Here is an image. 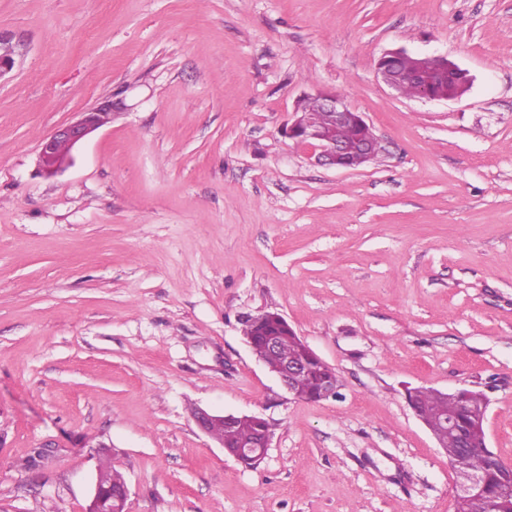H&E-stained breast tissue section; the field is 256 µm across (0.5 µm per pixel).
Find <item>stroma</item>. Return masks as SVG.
Segmentation results:
<instances>
[{"mask_svg":"<svg viewBox=\"0 0 512 512\" xmlns=\"http://www.w3.org/2000/svg\"><path fill=\"white\" fill-rule=\"evenodd\" d=\"M0 512H455L412 387L489 399L512 463V0H0ZM445 56L457 100L396 94L385 52ZM336 92L381 152L285 137ZM64 172L40 142L102 101ZM274 310L336 371L286 394L240 318ZM269 419L248 468L195 409ZM47 448L40 470L22 469ZM270 427V423L265 420L264 433L256 441L242 444L236 451H229L227 455L240 463L246 458H257L263 460L271 445L272 433ZM259 463L260 462H256L254 460L243 461V464L249 467H255ZM100 475L104 481L103 486L111 484L112 488H104L98 476L91 485V499L87 512H126V502L129 496V490L125 484L122 492L117 496H112V490L122 486L125 482L121 473L112 468L109 463L102 464L99 468ZM108 490V491H104Z\"/></svg>","mask_w":512,"mask_h":512,"instance_id":"obj_1","label":"stroma"}]
</instances>
